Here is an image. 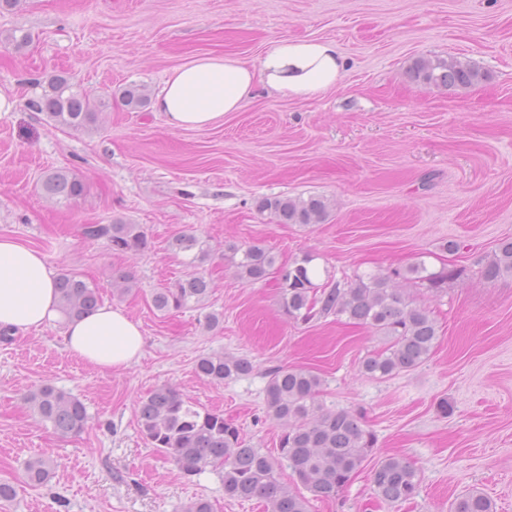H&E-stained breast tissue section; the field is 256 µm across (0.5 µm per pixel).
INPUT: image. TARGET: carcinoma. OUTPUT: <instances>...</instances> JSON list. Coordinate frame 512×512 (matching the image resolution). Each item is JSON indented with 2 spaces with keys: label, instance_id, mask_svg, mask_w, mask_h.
Here are the masks:
<instances>
[{
  "label": "carcinoma",
  "instance_id": "1",
  "mask_svg": "<svg viewBox=\"0 0 512 512\" xmlns=\"http://www.w3.org/2000/svg\"><path fill=\"white\" fill-rule=\"evenodd\" d=\"M410 77L435 86L469 88L484 75L457 58L418 59L410 68ZM122 100L131 110L148 104L146 90L129 85ZM31 106L43 112L55 124L76 131L95 129L99 111L106 107L103 98L75 86L70 78H51L40 97ZM43 194L67 203L86 196L88 187L75 173L51 172L42 180ZM262 211L279 224L308 227L326 216L328 202L322 197L297 199L273 197L262 200ZM83 235L90 240L107 239L112 251L137 254L148 248L145 231L138 224L117 221L113 224H86ZM175 253L190 254L188 265L206 253L205 243L193 234L172 238ZM239 259L232 260L235 276L242 282L256 284L274 276L280 289L281 309L296 323L334 315L365 326L387 340V346L366 357L361 364L364 375L387 379L409 372L432 354L438 337L436 320L426 309L413 305L392 286V277L376 273L359 276L350 284L314 283V256L306 254L292 261H278L270 251L250 246L241 250L230 247ZM410 280L435 292L458 277L457 269L427 270L423 262L409 266ZM512 276V239L502 241L493 258L481 268V276L494 282ZM59 310L64 319L88 315L101 305L98 288L74 272H63L56 282ZM211 292V281L200 272H191L153 295L156 310H179L189 304L200 305ZM253 371L244 357L211 354L198 359L196 373L216 384L245 376ZM322 380L312 371L298 367H277L268 372L267 412L286 426L279 441L281 458L288 462L296 482L321 499L336 497L376 450V437L364 424L362 413L333 410L320 402ZM29 410L39 421L62 437L80 434L88 423L85 404L76 396L45 383L25 398ZM138 425L142 436L164 456L193 476L205 466L219 470L224 477V495L234 499L259 498L267 512H308V500L276 474L275 461L247 440L239 430L224 421V415L202 410L184 400L169 385L156 387L138 403ZM55 468L54 459L41 454L25 463L29 484H46ZM371 484L376 497L387 504L405 502L418 491L417 469L398 457H387L371 470ZM454 512H493L491 501L477 491L463 494Z\"/></svg>",
  "mask_w": 512,
  "mask_h": 512
}]
</instances>
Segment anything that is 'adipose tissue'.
I'll use <instances>...</instances> for the list:
<instances>
[{
    "label": "adipose tissue",
    "instance_id": "1",
    "mask_svg": "<svg viewBox=\"0 0 512 512\" xmlns=\"http://www.w3.org/2000/svg\"><path fill=\"white\" fill-rule=\"evenodd\" d=\"M346 61L335 42L283 39L249 67L232 58L202 55L173 69L153 107L174 128H201L239 111L256 90L311 97L336 85ZM57 274L43 254L9 237L0 238V330L12 334L61 320ZM65 348L101 370L127 367L143 347L139 322L108 305L63 322Z\"/></svg>",
    "mask_w": 512,
    "mask_h": 512
}]
</instances>
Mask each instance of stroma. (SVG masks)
Segmentation results:
<instances>
[{"label":"stroma","instance_id":"1","mask_svg":"<svg viewBox=\"0 0 512 512\" xmlns=\"http://www.w3.org/2000/svg\"><path fill=\"white\" fill-rule=\"evenodd\" d=\"M12 29L30 42L0 45V93L16 102L0 112V236L96 285L104 304L140 323L145 343L132 366L99 370L64 348L59 321L0 339V481L17 492L0 512H182L199 498L214 512H264L260 500L225 497L218 471L185 476L145 442L136 409L171 385L273 455L283 427L266 413V385L279 366L317 374L325 407L362 411L374 460L399 456L419 473L415 497L388 505L365 462L336 498H310L309 512H450L472 489L494 512H512V276L489 283L479 273L512 237V0H23L0 13V33ZM284 38L336 42L341 81L311 98L257 91L201 129L172 128L121 99L131 84L159 90L204 54L258 65ZM448 57L471 61L485 81L448 89L409 79L415 59ZM59 74L107 96L96 130L57 126L29 107ZM61 168L86 181L84 198L42 194L43 175ZM276 196H320L331 208L314 226L278 224L259 210ZM116 220L141 225L149 249L118 255L81 234ZM181 232L205 241L197 269L212 290L204 306L162 313L152 295L186 270L169 248ZM233 245L281 261L313 254L321 275L343 284L393 274L437 322L430 358L387 380L366 377L361 362L384 337L332 315L294 323L274 281L235 278ZM420 258L428 271L449 264L464 274L429 292L402 277ZM124 275L134 290L120 297L113 285ZM209 313L222 316L220 328H206ZM210 354L248 357L254 369L210 383L195 371ZM46 382L84 402L83 433L59 436L28 411L24 395ZM38 454L57 466L32 487L24 466Z\"/></svg>","mask_w":512,"mask_h":512}]
</instances>
